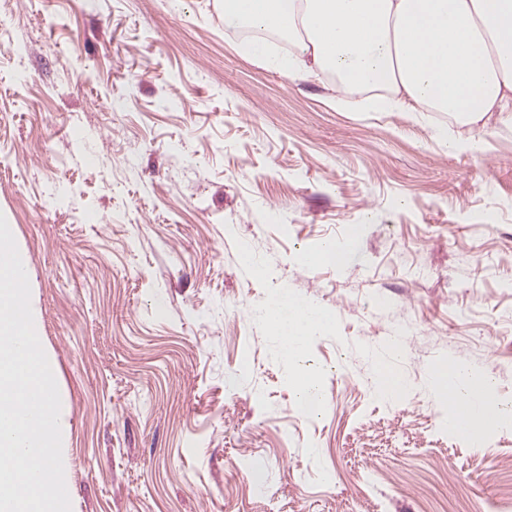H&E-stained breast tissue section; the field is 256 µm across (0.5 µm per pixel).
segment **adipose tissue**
Masks as SVG:
<instances>
[{
	"mask_svg": "<svg viewBox=\"0 0 512 512\" xmlns=\"http://www.w3.org/2000/svg\"><path fill=\"white\" fill-rule=\"evenodd\" d=\"M224 22L288 34L296 50L271 56L273 66L290 76L333 72L346 90L365 92L364 111L442 112L457 127L512 124V0H224ZM261 318L294 373L334 322L285 288ZM429 386L472 402L465 426L474 433L512 428V409L496 403L494 381L479 369L449 362Z\"/></svg>",
	"mask_w": 512,
	"mask_h": 512,
	"instance_id": "ef3b65f1",
	"label": "adipose tissue"
}]
</instances>
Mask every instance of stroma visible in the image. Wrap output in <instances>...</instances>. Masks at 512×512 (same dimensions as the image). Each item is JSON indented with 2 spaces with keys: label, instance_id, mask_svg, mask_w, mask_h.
<instances>
[{
  "label": "stroma",
  "instance_id": "1",
  "mask_svg": "<svg viewBox=\"0 0 512 512\" xmlns=\"http://www.w3.org/2000/svg\"><path fill=\"white\" fill-rule=\"evenodd\" d=\"M341 94L247 54L224 0H0V213L65 403L71 512H270L258 467L288 512L512 499V430L450 432L428 387L463 361L512 405V126L456 153L447 116ZM328 241L343 265L308 264ZM282 284L334 317L307 352L314 416L259 318ZM400 319L387 367L412 386L386 400L370 352ZM297 400L298 406L304 414L319 411L324 404V397L318 381L311 377L301 379L297 390Z\"/></svg>",
  "mask_w": 512,
  "mask_h": 512
}]
</instances>
